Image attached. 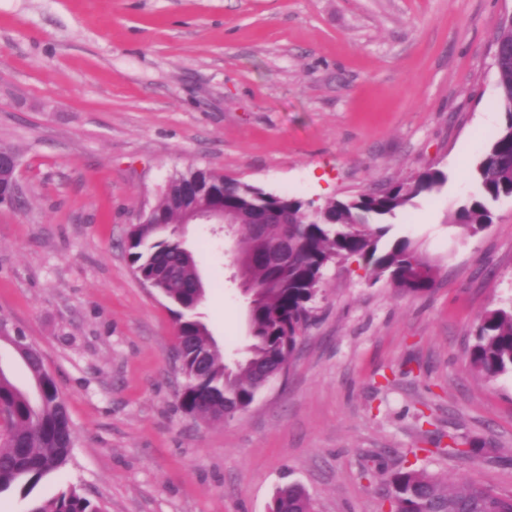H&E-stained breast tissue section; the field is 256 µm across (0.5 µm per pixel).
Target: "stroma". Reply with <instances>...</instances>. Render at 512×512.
I'll return each instance as SVG.
<instances>
[{
	"instance_id": "35a3bbf8",
	"label": "stroma",
	"mask_w": 512,
	"mask_h": 512,
	"mask_svg": "<svg viewBox=\"0 0 512 512\" xmlns=\"http://www.w3.org/2000/svg\"><path fill=\"white\" fill-rule=\"evenodd\" d=\"M512 0H0V144L21 205L0 208V317L41 351L74 429L27 512L80 486L105 512H268L304 486L316 512H390L363 467L422 468L512 493V376L476 373L480 316L512 301V199L460 237L448 216L505 114L492 38ZM210 169L324 202L425 169L445 184L392 219L435 285L406 295L361 262L326 269L286 372L220 422L186 414L169 302L125 239L175 173ZM199 311L226 360L246 306L223 236L190 226ZM430 415L431 427L419 424ZM497 449L429 453L434 434Z\"/></svg>"
}]
</instances>
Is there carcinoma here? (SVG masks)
I'll return each mask as SVG.
<instances>
[{"mask_svg": "<svg viewBox=\"0 0 512 512\" xmlns=\"http://www.w3.org/2000/svg\"><path fill=\"white\" fill-rule=\"evenodd\" d=\"M496 41L507 62L497 67L499 103L505 121L482 149L472 171L475 190L449 216L448 225L461 236H473L492 223V207L512 198V27L500 24ZM201 179L207 199L224 206L235 224L230 235L244 254L261 248L252 218L259 210L288 213V223L275 220L264 226L267 240L288 238V265H250L247 318L251 342L247 357L232 365L197 309L205 289L195 254L184 238V210L177 188ZM440 170L427 169L322 205L298 196L267 192L260 187L208 169L172 176L151 216L134 224L126 239V254L141 281L174 306L177 325L175 358L184 376L180 406L188 414L222 421L252 405L258 392L291 357L301 343L299 326H309L321 294L325 270L333 263L358 258L374 278L382 276L406 294L430 291L435 283L430 261L407 238L383 246L389 220L413 205L414 199L433 193L446 182ZM21 360L38 384L35 394L17 386L0 369V411L7 421L0 433V493L21 488L28 495L44 477L70 460L74 431L70 415L52 375L33 345ZM472 368L487 378L512 374V304L487 310L480 318L469 350ZM438 453L456 459L488 455L491 448L475 446L457 435L433 440ZM392 512H512V495L477 482L452 489L438 477L412 467H401L384 478ZM28 512H102L81 489L69 486L55 498L30 506ZM269 512H315L314 504L297 482L279 487Z\"/></svg>", "mask_w": 512, "mask_h": 512, "instance_id": "1", "label": "carcinoma"}]
</instances>
